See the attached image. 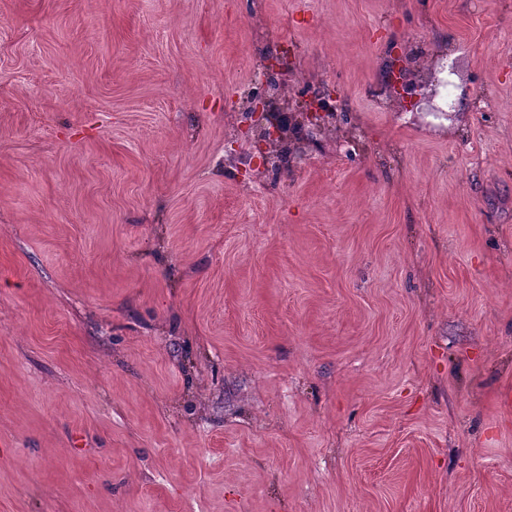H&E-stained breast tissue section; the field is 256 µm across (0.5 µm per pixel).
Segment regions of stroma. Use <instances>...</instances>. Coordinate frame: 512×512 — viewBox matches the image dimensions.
Here are the masks:
<instances>
[{
    "label": "stroma",
    "mask_w": 512,
    "mask_h": 512,
    "mask_svg": "<svg viewBox=\"0 0 512 512\" xmlns=\"http://www.w3.org/2000/svg\"><path fill=\"white\" fill-rule=\"evenodd\" d=\"M509 393L512 0H0V512H512Z\"/></svg>",
    "instance_id": "1"
}]
</instances>
